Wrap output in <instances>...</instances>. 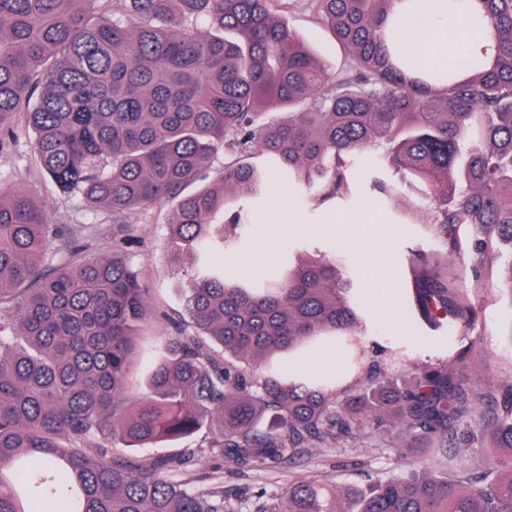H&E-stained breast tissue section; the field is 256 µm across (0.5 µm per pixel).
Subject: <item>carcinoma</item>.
<instances>
[{"mask_svg": "<svg viewBox=\"0 0 512 512\" xmlns=\"http://www.w3.org/2000/svg\"><path fill=\"white\" fill-rule=\"evenodd\" d=\"M273 0H0V148L20 119L63 193L120 216L173 204L170 248L196 249L185 315L145 392L123 400L149 290L117 251L71 240L53 262L50 224L26 187L0 182V512H231L224 489L174 480L173 458L126 452L210 428L203 452L246 472L369 423L409 464L426 448L475 453L451 482L410 474L336 489L291 483L267 512H512V386L496 398L446 363L407 379L355 359L367 386L283 374L273 357L366 330L359 289L323 258L293 255L261 277L224 272L270 175L322 204L348 192L349 162L374 149L396 182L434 204L433 226L472 230L475 273L512 243V0H470L489 35L451 67L422 68L390 24L398 0H314L350 65L331 70L276 18ZM276 113L279 118L262 121ZM224 150L217 186L205 178ZM407 303L452 337L474 308L448 263L421 258ZM112 438L123 448L94 459ZM224 172V150H219L210 157L206 164V179L187 188L183 194H190L202 186H209L217 182Z\"/></svg>", "mask_w": 512, "mask_h": 512, "instance_id": "carcinoma-1", "label": "carcinoma"}]
</instances>
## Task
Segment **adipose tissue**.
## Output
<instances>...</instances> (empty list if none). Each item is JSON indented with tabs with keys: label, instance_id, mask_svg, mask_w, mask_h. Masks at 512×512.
<instances>
[{
	"label": "adipose tissue",
	"instance_id": "ef3b65f1",
	"mask_svg": "<svg viewBox=\"0 0 512 512\" xmlns=\"http://www.w3.org/2000/svg\"><path fill=\"white\" fill-rule=\"evenodd\" d=\"M467 7L468 0H457L451 9L437 0H400L393 20L403 30L405 47L417 59L445 67L480 38L479 32L460 22Z\"/></svg>",
	"mask_w": 512,
	"mask_h": 512
}]
</instances>
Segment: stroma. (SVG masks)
I'll return each mask as SVG.
<instances>
[{
  "label": "stroma",
  "instance_id": "1",
  "mask_svg": "<svg viewBox=\"0 0 512 512\" xmlns=\"http://www.w3.org/2000/svg\"><path fill=\"white\" fill-rule=\"evenodd\" d=\"M273 9L331 70L347 67L348 55L323 25L312 0H275ZM18 135L17 143L0 150V182L26 185L47 206L52 224L72 228L88 255H108L120 249L149 290L155 316L131 366L127 390L128 397H136L145 389L165 337L173 333L172 318L184 311L181 290L191 262L176 260L170 252V209L148 206L116 217L83 195L60 194L35 161L33 132L22 127ZM374 159L371 151L354 159L350 192L321 206L283 182L275 184L270 197L256 203L245 201L253 219L225 249V270L261 273L280 266L289 253L336 261L366 292L365 360L379 361L388 372L402 375L448 362L465 368L470 379L490 395H500L512 385V301L498 292L512 264V248L501 247L492 270L475 275L470 229L458 224L449 238L439 237L430 224L433 208L428 201L408 189L394 200L379 192L376 182L381 173ZM422 255L446 258L457 288L474 307V325L463 340L448 345L435 341V328L416 314L411 317V329L397 325L403 295L411 286V269ZM342 364V356L328 345L298 360L302 371L335 379L339 393L363 383L358 372L345 370ZM202 440L198 434L161 442L139 449L138 454L144 458L184 456L180 478L200 488L223 487L227 504L239 512H258L270 505L273 494L300 479L345 487L400 473L393 449L381 447L380 436L370 427L358 438L332 448L304 449L294 462L272 464L245 476L223 458L199 452Z\"/></svg>",
  "mask_w": 512,
  "mask_h": 512
}]
</instances>
